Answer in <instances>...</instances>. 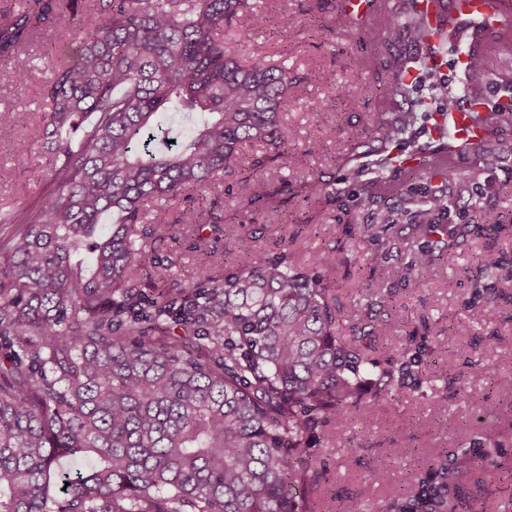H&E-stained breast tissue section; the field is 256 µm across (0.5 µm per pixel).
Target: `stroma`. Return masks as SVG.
I'll use <instances>...</instances> for the list:
<instances>
[{
    "label": "stroma",
    "instance_id": "obj_1",
    "mask_svg": "<svg viewBox=\"0 0 512 512\" xmlns=\"http://www.w3.org/2000/svg\"><path fill=\"white\" fill-rule=\"evenodd\" d=\"M269 16L265 30L251 34L247 52L277 63L287 62L301 76L288 93L283 119L296 137L285 159L273 168L292 190H299L308 174L334 172V162L346 153L352 137L363 134L374 113L383 111L381 95L369 92L377 70L388 56L362 41L361 29L351 20L336 25L341 0H255ZM291 15L293 27L281 28L282 15ZM71 32L52 29L41 33L26 50L29 75L20 83L0 79V110L12 111L14 123L8 137L0 138V212H34L56 183L51 175V154L42 145V127L49 104L41 88L48 77L44 62L55 47L76 42ZM360 88L355 98L341 97V89ZM230 192L221 199L224 230L207 237L197 247L192 232L158 236L154 225H139L141 240L150 242L164 260L161 269L145 268L137 277L144 292L188 287L196 268L208 263L213 273L224 271L225 242H244L254 257L264 255L269 241L293 238V251L308 259L322 247L340 250L347 261L325 270L324 276L344 308L346 325L367 320L385 321L398 315L400 328L386 343L398 347L410 334L427 337L434 351L427 358L436 376L433 389L405 391L399 397L375 398L372 383H364L363 404L352 412V428L340 429L335 444L315 449L319 500L327 512L336 505L352 507L362 489L374 501L405 489L410 472L423 467L439 451L451 447L461 433L475 430L512 442V391L502 390L497 379L512 373V304L491 311L486 323L473 324L466 308L479 273L477 254L491 250L512 259V239L472 240L454 250L447 265L424 270L414 281H403L395 263L376 269L374 280L390 287L388 305H368L356 267L350 257L371 255L375 244L363 224L381 209L380 202L365 203L351 213L314 202L290 199L281 210L243 211L246 189L230 181ZM309 229L297 233V223ZM354 224L345 233V224ZM452 327V337L440 330ZM479 362L483 379L478 386L460 389L472 362ZM494 406V413L480 417L478 408ZM379 478L368 482L371 471Z\"/></svg>",
    "mask_w": 512,
    "mask_h": 512
}]
</instances>
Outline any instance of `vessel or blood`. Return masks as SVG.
Here are the masks:
<instances>
[{
  "label": "vessel or blood",
  "mask_w": 512,
  "mask_h": 512,
  "mask_svg": "<svg viewBox=\"0 0 512 512\" xmlns=\"http://www.w3.org/2000/svg\"><path fill=\"white\" fill-rule=\"evenodd\" d=\"M416 10L430 31L470 27L473 39L456 59L460 75H468L472 50L487 51L512 41V0H416ZM485 111L481 93L465 90L459 103L441 116L448 131V144L455 152L479 142L484 136L480 121Z\"/></svg>",
  "instance_id": "b4317fda"
}]
</instances>
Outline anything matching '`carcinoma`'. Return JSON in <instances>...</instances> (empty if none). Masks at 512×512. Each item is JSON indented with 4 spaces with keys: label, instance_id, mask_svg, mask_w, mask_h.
I'll use <instances>...</instances> for the list:
<instances>
[{
    "label": "carcinoma",
    "instance_id": "obj_1",
    "mask_svg": "<svg viewBox=\"0 0 512 512\" xmlns=\"http://www.w3.org/2000/svg\"><path fill=\"white\" fill-rule=\"evenodd\" d=\"M242 17L246 36L268 21L250 0H17L0 12V73L16 81L42 30L79 31L74 50L52 54L43 88L57 189L33 215H0L19 225L0 241V512H326L314 497L312 443H334L367 378L379 398L434 381L426 338L382 347L389 327L373 320L343 334L345 314L322 275L345 262L331 248L302 261L279 238L260 261L239 250L220 275L198 269L186 292L150 297L136 287L146 264L161 265L137 244L136 226L218 228L224 216L207 197L238 176L242 145L263 149L244 177L243 208L284 204L266 167L295 137L280 112L300 77L224 40ZM392 32L421 47L412 63L428 76L420 19L391 16L362 38L385 47ZM403 68L366 87L387 108L336 159L343 187L318 172L301 195L345 213L350 189L362 202L395 198L367 225L381 249L350 263L384 265L405 231L408 278L473 236H512V211L492 203L499 184L457 224L448 183L458 173L432 171V156L415 168L392 163L394 145L422 152L413 130L427 116ZM503 112L483 116L487 137L474 147L482 169L512 170L498 148ZM171 116L198 119L175 149L158 138ZM189 191L197 201L183 206ZM82 249L92 254L88 269L73 261ZM479 266L490 281L473 283L475 321L498 300L512 304L496 280L498 271L512 279L504 257L484 252ZM506 447L461 435L381 512H512V494L463 487L499 468Z\"/></svg>",
    "mask_w": 512,
    "mask_h": 512
}]
</instances>
